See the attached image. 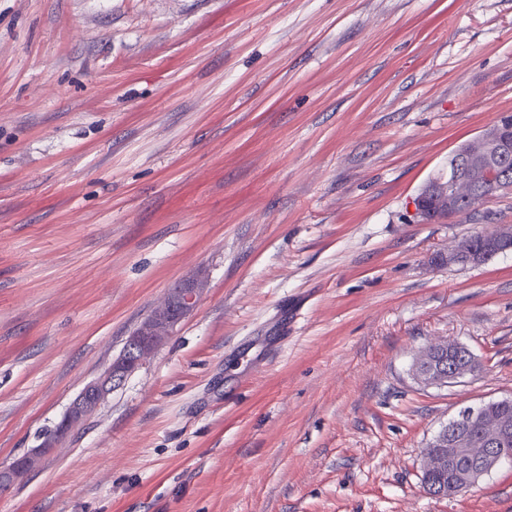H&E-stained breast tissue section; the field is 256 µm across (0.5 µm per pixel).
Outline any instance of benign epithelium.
Masks as SVG:
<instances>
[{
  "instance_id": "obj_1",
  "label": "benign epithelium",
  "mask_w": 512,
  "mask_h": 512,
  "mask_svg": "<svg viewBox=\"0 0 512 512\" xmlns=\"http://www.w3.org/2000/svg\"><path fill=\"white\" fill-rule=\"evenodd\" d=\"M512 163V119L492 127L461 146L448 159V180L431 185L415 201L417 213L452 218L467 206L477 208L489 189L512 193L508 167ZM512 249V225L495 224L462 239L448 251V265H477ZM203 280L193 276L177 283L164 301L128 336L119 355L76 396L60 422L43 436L40 445L0 469V489L36 468L40 460L67 438L112 391L122 387L147 358L196 309ZM480 370L476 356L457 343H435L412 366V376L424 386L446 387ZM512 397L466 407L442 426L425 451L424 477H443L432 496L450 497L464 492L512 456V418L500 413Z\"/></svg>"
}]
</instances>
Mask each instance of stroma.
<instances>
[{
  "label": "stroma",
  "instance_id": "35a3bbf8",
  "mask_svg": "<svg viewBox=\"0 0 512 512\" xmlns=\"http://www.w3.org/2000/svg\"><path fill=\"white\" fill-rule=\"evenodd\" d=\"M512 114V0H0V467L179 281L196 310L0 512H512L423 453L512 396V194L425 219ZM448 341L475 376L423 387ZM486 249L494 250L486 253ZM512 249V225L495 224L492 227L475 232L462 239L457 246L448 251L445 261L448 265H477L485 259ZM448 355V361H439ZM480 370L476 356L457 343H435L426 348L412 366V376L424 386L445 387L475 375Z\"/></svg>",
  "mask_w": 512,
  "mask_h": 512
}]
</instances>
